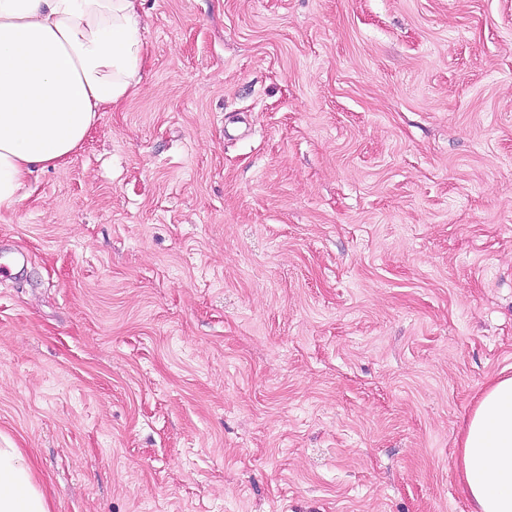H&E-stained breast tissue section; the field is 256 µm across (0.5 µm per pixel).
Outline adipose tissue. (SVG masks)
Instances as JSON below:
<instances>
[{
	"label": "adipose tissue",
	"instance_id": "adipose-tissue-1",
	"mask_svg": "<svg viewBox=\"0 0 512 512\" xmlns=\"http://www.w3.org/2000/svg\"><path fill=\"white\" fill-rule=\"evenodd\" d=\"M139 0H0V207L35 169L65 165L99 114L137 94ZM472 512H512V375L492 381L460 430ZM0 512H51L17 448L0 447Z\"/></svg>",
	"mask_w": 512,
	"mask_h": 512
}]
</instances>
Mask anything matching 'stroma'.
I'll list each match as a JSON object with an SVG mask.
<instances>
[{"label":"stroma","instance_id":"1","mask_svg":"<svg viewBox=\"0 0 512 512\" xmlns=\"http://www.w3.org/2000/svg\"><path fill=\"white\" fill-rule=\"evenodd\" d=\"M139 11V92L0 209V447L53 512H471L512 0Z\"/></svg>","mask_w":512,"mask_h":512}]
</instances>
